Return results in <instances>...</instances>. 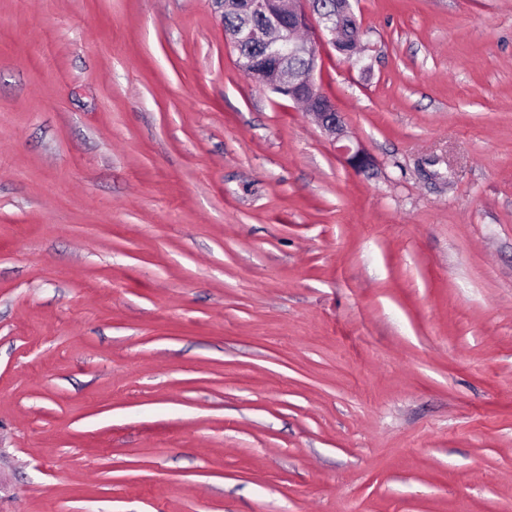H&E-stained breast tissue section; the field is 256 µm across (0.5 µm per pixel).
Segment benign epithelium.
Segmentation results:
<instances>
[{"label": "benign epithelium", "instance_id": "1", "mask_svg": "<svg viewBox=\"0 0 512 512\" xmlns=\"http://www.w3.org/2000/svg\"><path fill=\"white\" fill-rule=\"evenodd\" d=\"M282 13L288 17V35H283L282 29H277V38L271 37V28L250 24L238 34L226 35V40L234 49H240L243 42L250 40L259 42L272 49L273 61L265 69L252 72L253 81L282 93L289 99L305 104L315 118L318 126L327 133L333 141L341 142L347 139L346 130L341 117L336 112L335 105L316 86L315 73L319 67L320 56L317 42L324 33L333 36L331 43H336V32L333 18L326 17L315 9L311 0H280ZM303 54L307 65L303 77L298 78L283 69L277 60L284 54ZM345 163L354 169H361L371 164V158L360 146L353 147L344 144L339 147Z\"/></svg>", "mask_w": 512, "mask_h": 512}]
</instances>
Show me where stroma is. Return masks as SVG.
Returning <instances> with one entry per match:
<instances>
[{
  "label": "stroma",
  "instance_id": "1",
  "mask_svg": "<svg viewBox=\"0 0 512 512\" xmlns=\"http://www.w3.org/2000/svg\"><path fill=\"white\" fill-rule=\"evenodd\" d=\"M320 90L213 0H0V512H512V0H351ZM347 1V10L351 13L350 0ZM317 9L323 11L326 15H336V25L341 24L347 32V43H336V29L333 18L326 17L319 13L312 1L309 0H280L282 13L288 17V43L284 37L282 29L278 27L257 26L248 24L245 30L235 34H226V40L233 48L239 51L243 43L241 55H238V66L248 76L249 71L253 70L252 60L265 52V49L253 44L259 42L273 49V61L265 69L253 71V81L262 87L272 89L276 93L286 94L289 99L300 104H306L310 113L315 118L318 126L327 133L332 140L341 142L347 139L346 130L342 125L339 112H336L335 105L325 96L316 86L315 73L319 67L320 56L317 51V42L324 37V31L332 37V45L336 44V50L344 56L340 49H350L351 44L355 45L359 41L360 24L355 15L343 12V9L336 0H318L315 3ZM317 15L322 25V30H313L312 16ZM277 30V38L271 37V30ZM297 32L303 33L307 40H299L295 37ZM242 34V35H240ZM250 40V41H246ZM246 41V42H245ZM285 47L281 50V45ZM304 54L306 61L301 56L284 58L282 65L293 70L298 76L304 75L302 79L296 77L277 63L283 54ZM306 67V70H305Z\"/></svg>",
  "mask_w": 512,
  "mask_h": 512
}]
</instances>
